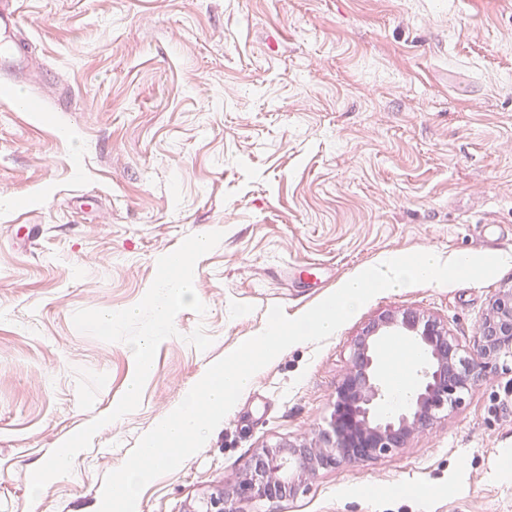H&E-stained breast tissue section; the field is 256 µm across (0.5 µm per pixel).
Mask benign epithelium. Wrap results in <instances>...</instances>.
I'll return each mask as SVG.
<instances>
[{
	"label": "benign epithelium",
	"instance_id": "obj_1",
	"mask_svg": "<svg viewBox=\"0 0 512 512\" xmlns=\"http://www.w3.org/2000/svg\"><path fill=\"white\" fill-rule=\"evenodd\" d=\"M403 337L422 353L416 386L399 409H384L382 351ZM512 362V289L490 300L474 348H462L447 325L414 308L379 313L354 336L327 425L308 439L257 450L237 479L192 512H240L244 498L290 502L322 471L376 460L432 429L483 379Z\"/></svg>",
	"mask_w": 512,
	"mask_h": 512
}]
</instances>
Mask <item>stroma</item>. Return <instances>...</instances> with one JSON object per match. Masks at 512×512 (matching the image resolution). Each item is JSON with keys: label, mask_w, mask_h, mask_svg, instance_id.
Wrapping results in <instances>:
<instances>
[{"label": "stroma", "mask_w": 512, "mask_h": 512, "mask_svg": "<svg viewBox=\"0 0 512 512\" xmlns=\"http://www.w3.org/2000/svg\"><path fill=\"white\" fill-rule=\"evenodd\" d=\"M45 81L0 94V512H98L105 476L216 361L296 318L389 254L494 255L480 283L383 291L322 345L255 378L204 447L151 481L137 512H190L257 448L311 436L352 338L411 306L472 348L512 286V0H18ZM223 231L157 348L139 407L102 427L71 474L30 495L53 450L108 414L131 348L74 312L136 305L157 261ZM316 263L322 283L288 274ZM204 326L212 345L186 337ZM512 365L406 448L321 472L292 502L241 512H512Z\"/></svg>", "instance_id": "obj_1"}]
</instances>
